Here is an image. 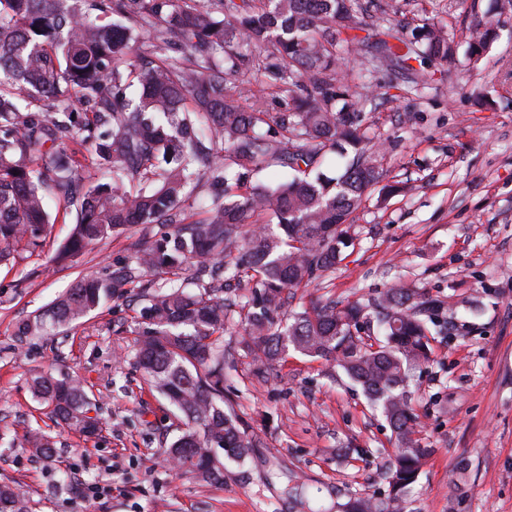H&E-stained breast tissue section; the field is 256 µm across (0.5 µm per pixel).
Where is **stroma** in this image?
Listing matches in <instances>:
<instances>
[{
    "mask_svg": "<svg viewBox=\"0 0 512 512\" xmlns=\"http://www.w3.org/2000/svg\"><path fill=\"white\" fill-rule=\"evenodd\" d=\"M366 13L395 6L404 35L429 23L453 34L454 60L385 68L368 82L364 124L383 146V180L355 213L353 244L336 269L289 292L290 307L328 297L347 302L403 284L445 301L448 336L412 389L419 437L429 448L403 512H512V8L490 0H361ZM497 38L480 60L468 54L474 24ZM53 220L35 253L0 266V484L20 489L28 512H336L347 492H385L393 448L385 420L333 363L296 352L257 374L224 335L231 370L224 406L252 448L224 462L218 483L181 475L161 451L183 420L152 392L129 353L137 336L138 285L54 336L16 335L86 275L110 278L164 232L136 224L71 258L51 259L73 218ZM65 374L92 390L101 428L84 435L59 424L33 398L36 372ZM37 429L52 458L24 442ZM306 489L291 491L289 476Z\"/></svg>",
    "mask_w": 512,
    "mask_h": 512,
    "instance_id": "35a3bbf8",
    "label": "stroma"
}]
</instances>
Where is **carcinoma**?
<instances>
[{
    "label": "carcinoma",
    "mask_w": 512,
    "mask_h": 512,
    "mask_svg": "<svg viewBox=\"0 0 512 512\" xmlns=\"http://www.w3.org/2000/svg\"><path fill=\"white\" fill-rule=\"evenodd\" d=\"M108 9L125 23L104 21ZM421 30L419 40L405 37L386 10L368 23L360 0H100L89 10L82 0H0V264L41 246L50 194L76 214L57 262L132 224L171 225L135 265L115 268L108 282H76L20 323L17 336L67 327L154 273L139 293L133 360L185 421L165 458L211 482L224 477L219 452L248 455L251 442L224 411V331L238 316L241 348L258 367L292 349L334 362L360 386L396 448L387 494H354L337 512H397L429 453L415 437L409 383L448 332L444 302L394 287L284 319L280 312L286 290L336 268L362 203L377 189L397 192L379 186L383 156L363 128L357 88L367 74L341 71L338 61L361 47L408 70L410 60L455 56L445 30ZM495 36L490 21L474 26L470 57L481 58ZM268 89L288 108L268 111ZM71 144L91 145L97 168L81 189L76 177L86 165L74 152L58 158ZM329 152L345 158L332 177L322 172ZM269 169L286 177L268 184L260 175ZM200 181L213 188L210 203L186 224L184 191ZM365 330L379 340L365 341ZM30 389L56 419L95 430L87 413L99 404L80 381L38 375ZM25 442L41 456L55 453L40 432ZM0 512H28L8 484H0Z\"/></svg>",
    "instance_id": "carcinoma-1"
}]
</instances>
